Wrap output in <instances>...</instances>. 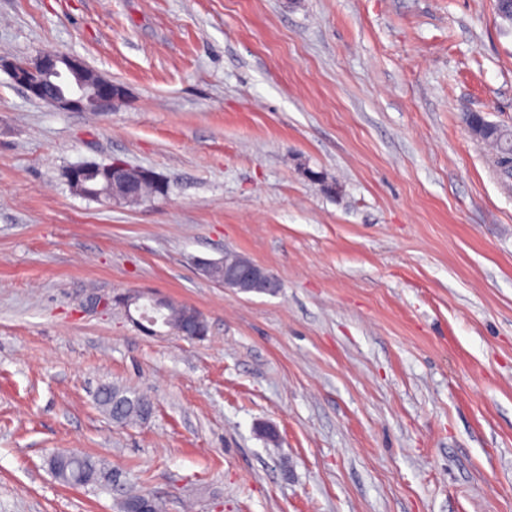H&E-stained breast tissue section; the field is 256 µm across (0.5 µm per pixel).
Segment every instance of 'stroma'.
I'll use <instances>...</instances> for the list:
<instances>
[{"mask_svg": "<svg viewBox=\"0 0 512 512\" xmlns=\"http://www.w3.org/2000/svg\"><path fill=\"white\" fill-rule=\"evenodd\" d=\"M44 50L125 98L30 99L7 65ZM0 57V512H118L129 484L165 512H512V179L461 119L512 129L493 0H0ZM116 160L166 195L64 178ZM228 250L279 291L206 279ZM131 289L207 337L91 305ZM61 450L111 487L58 481ZM147 311L152 313L150 317L158 321L161 320L164 323L165 320L170 319V321L175 324L181 320L183 305H178L170 300L156 298L150 299L146 313ZM184 312L187 322L181 321L178 326H170L167 323L162 325L190 339L204 338L207 334V323L202 313L190 305H185ZM95 401L112 416V420L121 424L143 419L152 408L146 396L120 386L100 387Z\"/></svg>", "mask_w": 512, "mask_h": 512, "instance_id": "1", "label": "stroma"}]
</instances>
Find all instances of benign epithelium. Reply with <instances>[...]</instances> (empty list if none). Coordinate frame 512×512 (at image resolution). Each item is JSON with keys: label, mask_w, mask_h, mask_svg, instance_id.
Here are the masks:
<instances>
[{"label": "benign epithelium", "mask_w": 512, "mask_h": 512, "mask_svg": "<svg viewBox=\"0 0 512 512\" xmlns=\"http://www.w3.org/2000/svg\"><path fill=\"white\" fill-rule=\"evenodd\" d=\"M10 71L30 98L62 110L109 112L113 102L123 94L121 86L105 80L90 70L80 59L65 54L47 53L33 62L12 63ZM102 177L109 185L107 201L131 200L140 197L142 185L153 183L165 189L164 182L151 170L132 168L114 161L110 164H80L68 168L65 177L77 191L84 192V184L91 176ZM197 266L212 282L239 293H251L261 288L264 293H275L280 288L277 278L249 256L226 253L224 259H201ZM144 293L129 290L108 300L101 298L97 306L106 309L110 303L119 304L125 311H140ZM187 321L169 330L190 339H201L207 334V323L202 313L193 306L184 308ZM122 512H158L157 499L143 496L135 501H123Z\"/></svg>", "instance_id": "benign-epithelium-1"}]
</instances>
